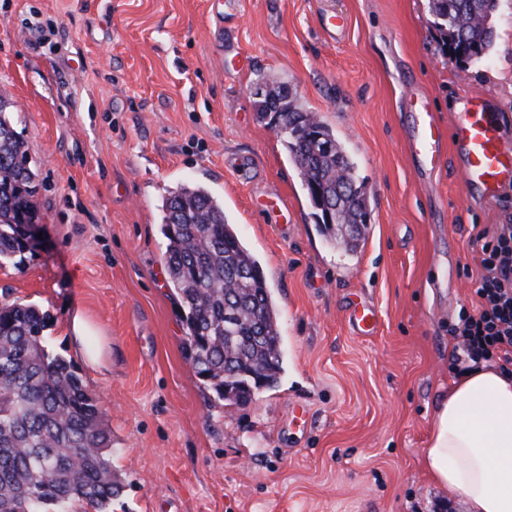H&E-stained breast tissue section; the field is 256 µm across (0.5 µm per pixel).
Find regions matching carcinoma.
<instances>
[{
  "instance_id": "carcinoma-1",
  "label": "carcinoma",
  "mask_w": 512,
  "mask_h": 512,
  "mask_svg": "<svg viewBox=\"0 0 512 512\" xmlns=\"http://www.w3.org/2000/svg\"><path fill=\"white\" fill-rule=\"evenodd\" d=\"M448 54L489 55L501 0H428ZM260 114L284 143L307 188L316 223L357 247L370 200L334 130L306 111L288 83L261 78ZM0 96V264L29 250L19 217L35 218L36 173ZM337 208L326 214L323 202ZM161 231L170 283L183 305L184 349L196 375L233 404L277 383L282 370L279 313L259 262L204 186L168 192ZM50 313L0 302V512H69L81 502L109 512L124 481L112 466L105 411L71 362L44 345Z\"/></svg>"
}]
</instances>
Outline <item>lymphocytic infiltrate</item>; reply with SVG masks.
<instances>
[{"mask_svg":"<svg viewBox=\"0 0 512 512\" xmlns=\"http://www.w3.org/2000/svg\"><path fill=\"white\" fill-rule=\"evenodd\" d=\"M475 309L461 308L448 333L462 352L464 369L497 366L512 375V224L480 230Z\"/></svg>","mask_w":512,"mask_h":512,"instance_id":"obj_1","label":"lymphocytic infiltrate"}]
</instances>
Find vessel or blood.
Returning <instances> with one entry per match:
<instances>
[{
	"label": "vessel or blood",
	"instance_id": "b4317fda",
	"mask_svg": "<svg viewBox=\"0 0 512 512\" xmlns=\"http://www.w3.org/2000/svg\"><path fill=\"white\" fill-rule=\"evenodd\" d=\"M450 140L458 153L466 182L487 199H495L504 185L512 184V146L505 144L497 130L494 114L486 112L482 101L474 100L451 128ZM407 150L423 162L431 163L440 152V134L430 112L415 115V131L406 143ZM360 333H374L378 314L374 307L354 309L349 317Z\"/></svg>",
	"mask_w": 512,
	"mask_h": 512
}]
</instances>
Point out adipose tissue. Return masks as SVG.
I'll return each instance as SVG.
<instances>
[{
  "mask_svg": "<svg viewBox=\"0 0 512 512\" xmlns=\"http://www.w3.org/2000/svg\"><path fill=\"white\" fill-rule=\"evenodd\" d=\"M423 462L467 512H512V376L462 375L433 411Z\"/></svg>",
  "mask_w": 512,
  "mask_h": 512,
  "instance_id": "ef3b65f1",
  "label": "adipose tissue"
}]
</instances>
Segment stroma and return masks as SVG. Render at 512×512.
Returning a JSON list of instances; mask_svg holds the SVG:
<instances>
[{"label": "stroma", "mask_w": 512, "mask_h": 512, "mask_svg": "<svg viewBox=\"0 0 512 512\" xmlns=\"http://www.w3.org/2000/svg\"><path fill=\"white\" fill-rule=\"evenodd\" d=\"M0 0V95L39 185L0 301L48 310L51 353L106 411L125 488L111 512H466L422 466L435 402L457 381L448 323L477 303L475 227L512 220L465 184L451 145L433 171L404 148L429 107L449 131L470 97L512 144V8L487 59L441 50L428 0ZM344 17V29L326 27ZM286 79L348 149L370 196L356 251L328 240L259 114L258 74ZM193 179L258 259L280 313L283 371L246 404L185 358L161 232ZM381 325L354 334L353 301ZM81 313L102 366L78 361Z\"/></svg>", "instance_id": "obj_1"}]
</instances>
